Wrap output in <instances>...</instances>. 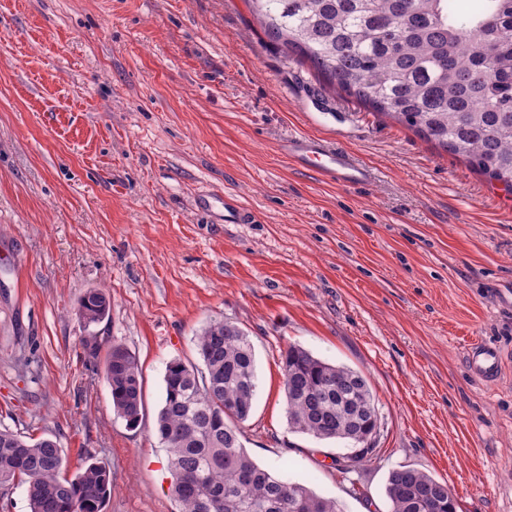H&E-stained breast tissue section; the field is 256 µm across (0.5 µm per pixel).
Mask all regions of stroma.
Masks as SVG:
<instances>
[{"mask_svg": "<svg viewBox=\"0 0 512 512\" xmlns=\"http://www.w3.org/2000/svg\"><path fill=\"white\" fill-rule=\"evenodd\" d=\"M300 133L373 180L303 169ZM224 193L253 223L199 207ZM92 288L111 311L89 332ZM214 318L255 349L259 465L344 512H389L402 466L448 483L457 512H512V190L329 88L246 0H0V428L57 438L67 476L106 465L103 512H178L155 418L167 363L197 360ZM478 338L502 354L496 382L469 370ZM115 343L143 372L135 429L103 375ZM291 344L379 400L358 492L333 465L346 443L288 428ZM110 300L101 289L94 288L87 291L81 298L77 308V318L86 330L97 325L109 317Z\"/></svg>", "mask_w": 512, "mask_h": 512, "instance_id": "35a3bbf8", "label": "stroma"}]
</instances>
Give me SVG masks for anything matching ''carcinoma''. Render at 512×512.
Here are the masks:
<instances>
[{"instance_id": "cac0c4a2", "label": "carcinoma", "mask_w": 512, "mask_h": 512, "mask_svg": "<svg viewBox=\"0 0 512 512\" xmlns=\"http://www.w3.org/2000/svg\"><path fill=\"white\" fill-rule=\"evenodd\" d=\"M265 35L287 56L372 112L464 157L489 180L512 187V0H246ZM101 289L87 291L77 318L88 329L109 317ZM199 361L166 365L156 433L166 448L180 512H341L332 498L260 467L240 423L257 394L248 334L226 319L196 336ZM289 429L345 441L337 467L351 479L375 451L378 407L366 376L299 345L281 354ZM105 377L116 414L130 428L143 416L136 357L114 344ZM64 451L48 437L0 429V493L26 484L30 512H102L110 470L91 463L70 479ZM445 482L415 468L389 472V512H448Z\"/></svg>"}]
</instances>
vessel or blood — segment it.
Returning a JSON list of instances; mask_svg holds the SVG:
<instances>
[{
  "mask_svg": "<svg viewBox=\"0 0 512 512\" xmlns=\"http://www.w3.org/2000/svg\"><path fill=\"white\" fill-rule=\"evenodd\" d=\"M286 152L299 166L345 186L363 185L372 179L371 170L347 150L321 139L306 135L292 137ZM220 202L224 208L225 223L250 222V212L233 195H224ZM467 362L471 372L483 381L497 380L499 352L496 347L485 343L472 344L467 351Z\"/></svg>",
  "mask_w": 512,
  "mask_h": 512,
  "instance_id": "vessel-or-blood-1",
  "label": "vessel or blood"
}]
</instances>
